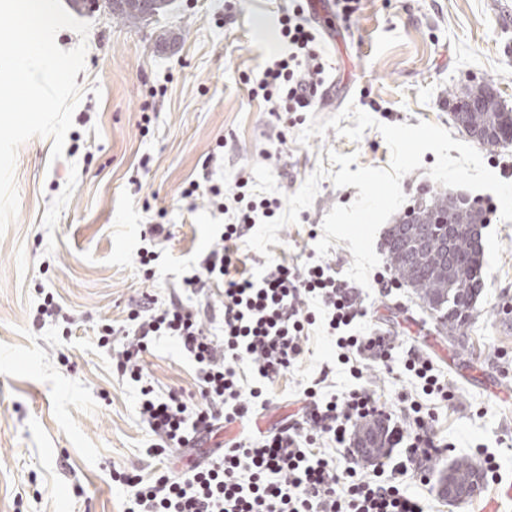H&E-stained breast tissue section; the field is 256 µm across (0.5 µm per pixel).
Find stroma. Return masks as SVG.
Returning <instances> with one entry per match:
<instances>
[{
    "label": "stroma",
    "instance_id": "stroma-1",
    "mask_svg": "<svg viewBox=\"0 0 512 512\" xmlns=\"http://www.w3.org/2000/svg\"><path fill=\"white\" fill-rule=\"evenodd\" d=\"M62 5L91 25L87 38L70 29L56 37L65 50L87 43L76 76L81 99L62 158L51 160L49 137L20 146L18 213L0 237V512H123L132 491L115 474L135 468L152 476L157 438L140 415L139 389L117 373L96 327L104 319L122 325L136 303H165L180 292L183 277L220 245L229 221L223 209L233 206L238 181L282 200L327 152L356 154L365 167L385 168L391 159L377 128L356 142L331 128L299 144L308 117L286 123L253 95L264 68L289 53L279 20L291 0H174L137 27L76 0ZM328 12L331 23L317 35L327 79L313 114L328 118L351 103L379 124L424 120L464 142L450 93L487 85L512 109V0H360L351 16L333 5ZM192 181L220 186L223 198L183 199ZM357 194L323 179L298 223L279 230L270 256L241 247L247 271L270 257L298 269L320 259L344 277L353 262L347 242L323 257L316 244L326 214ZM466 196L487 213V280L460 335H438L409 288L386 291L374 282L359 291L356 323L392 338L398 353L429 359L449 400L423 395L398 364L389 370L361 359L359 375L350 374L316 325L303 357L266 386L256 421L263 430L280 425L316 383L325 394L365 388L389 409L401 393L421 400L435 414L437 437L453 445L429 463L430 486L407 479L428 512H480L483 497L512 484V405L471 384L482 374L512 380V221L501 220L492 192ZM154 224L166 225L168 239H152ZM143 248L158 254L149 279L136 260ZM47 292L72 324L38 319ZM143 360L156 394L200 403L196 366L172 340L157 341ZM485 452L498 461L496 481L484 484L481 498L448 504L438 491L440 470Z\"/></svg>",
    "mask_w": 512,
    "mask_h": 512
}]
</instances>
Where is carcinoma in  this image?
<instances>
[{"label":"carcinoma","instance_id":"carcinoma-1","mask_svg":"<svg viewBox=\"0 0 512 512\" xmlns=\"http://www.w3.org/2000/svg\"><path fill=\"white\" fill-rule=\"evenodd\" d=\"M459 224L470 223V201L434 194L418 201L419 223L404 219L393 225L384 242L394 277L411 288L437 314V330L459 335L471 317L474 299L486 287L482 239L461 235L448 242V208Z\"/></svg>","mask_w":512,"mask_h":512}]
</instances>
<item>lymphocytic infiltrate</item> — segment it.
Listing matches in <instances>:
<instances>
[{"label": "lymphocytic infiltrate", "instance_id": "f902f5d3", "mask_svg": "<svg viewBox=\"0 0 512 512\" xmlns=\"http://www.w3.org/2000/svg\"><path fill=\"white\" fill-rule=\"evenodd\" d=\"M281 34L291 51L264 69L258 89L264 100L295 115L312 107L324 83V65L310 23L284 14ZM235 198L238 207L224 226L221 246L211 251L202 273L182 280L185 291L197 294L205 277L223 278L220 308H194L175 298L166 305L151 300L130 314L123 329L106 323L97 330L99 346L113 349L117 371L141 383L140 413L163 451L197 448L223 424L249 423L264 392L249 386L248 374L269 383L284 375L301 359L304 339L316 321H323L342 363L358 356L387 366L393 358L386 336L345 335L360 314L356 289L330 267L314 264L301 271L275 260L261 277L244 275L232 241L241 238L244 227L273 218L280 204L242 189ZM310 300L315 309L307 308ZM118 334L123 340L116 346L112 339ZM164 336L196 362L204 405L191 407L176 395H156L143 384V355ZM243 360L249 361L250 372L240 371ZM316 394L315 388L304 390L301 423L229 440L186 471L161 467L148 479L119 473L117 482L134 490L124 512H425L421 497L409 493L401 479L413 466L422 471L420 484L429 486L424 471L447 450L433 432V414L402 395L397 413L391 414L365 389L323 402L316 401ZM378 416L388 421L390 447L402 451L387 477L378 470L364 475L348 445L357 423ZM325 442L333 443L334 451L322 450Z\"/></svg>", "mask_w": 512, "mask_h": 512}]
</instances>
